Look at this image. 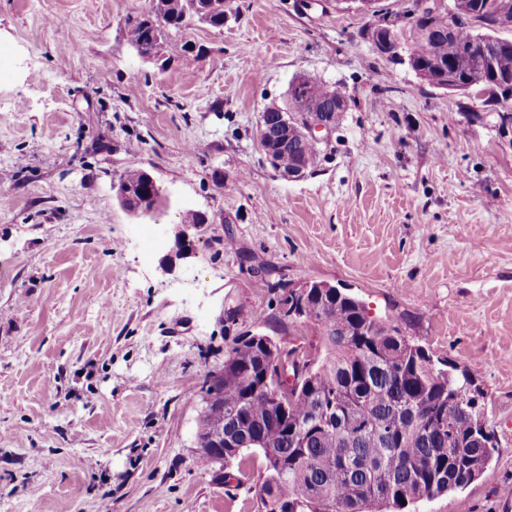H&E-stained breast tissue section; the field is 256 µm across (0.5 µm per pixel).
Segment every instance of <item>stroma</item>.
<instances>
[{
	"mask_svg": "<svg viewBox=\"0 0 512 512\" xmlns=\"http://www.w3.org/2000/svg\"><path fill=\"white\" fill-rule=\"evenodd\" d=\"M228 5L148 61L124 20L151 0H0V512H256L261 457L238 487L197 461L199 389L240 333L317 343L277 320L278 281L347 289L466 370L491 459L417 512H512V134L379 58L341 0ZM304 74L348 107L289 181L257 128ZM133 159L154 215L119 201ZM202 220V213L188 211L183 215V221L192 224H178L175 232V239L180 251H187L192 246L191 231L198 230L204 224H198Z\"/></svg>",
	"mask_w": 512,
	"mask_h": 512,
	"instance_id": "obj_1",
	"label": "stroma"
}]
</instances>
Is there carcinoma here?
Here are the masks:
<instances>
[{
	"instance_id": "obj_1",
	"label": "carcinoma",
	"mask_w": 512,
	"mask_h": 512,
	"mask_svg": "<svg viewBox=\"0 0 512 512\" xmlns=\"http://www.w3.org/2000/svg\"><path fill=\"white\" fill-rule=\"evenodd\" d=\"M224 28L226 0H152L145 14L124 20L128 43L138 54L160 53L191 19ZM407 66L439 84L462 89L489 52V99L512 81V37L458 25L448 31L445 14L415 15L400 32ZM300 91L332 112L346 99L342 88L314 75L295 78L287 100L264 106L266 128L288 137L273 149L272 165L312 169L320 151L298 135L288 136L281 113ZM129 201L150 212L158 203L147 191V171L132 164L120 178ZM307 314L292 325L318 327L317 347L292 346L288 355L312 365L300 385H267V357L259 346L232 340L224 352V376L210 374L201 391L215 400L198 429L224 426L241 447L224 449L225 466L252 450L265 464L257 512H404L466 487L491 457L494 431L474 411L473 381L423 345L403 335L392 319L370 314L356 296L308 298Z\"/></svg>"
}]
</instances>
